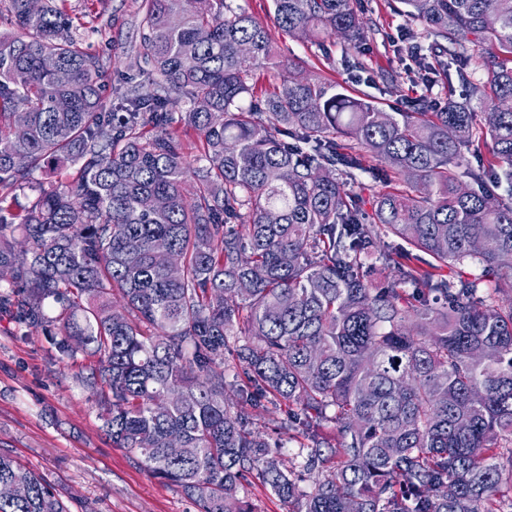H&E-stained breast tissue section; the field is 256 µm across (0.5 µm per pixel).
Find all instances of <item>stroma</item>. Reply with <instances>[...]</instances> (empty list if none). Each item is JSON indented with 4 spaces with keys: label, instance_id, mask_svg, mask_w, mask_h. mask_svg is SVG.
Returning <instances> with one entry per match:
<instances>
[{
    "label": "stroma",
    "instance_id": "stroma-1",
    "mask_svg": "<svg viewBox=\"0 0 512 512\" xmlns=\"http://www.w3.org/2000/svg\"><path fill=\"white\" fill-rule=\"evenodd\" d=\"M271 26L276 52L304 61L308 71L341 84L387 112L404 111L422 74L407 48H427L422 28L407 25L396 0H362L374 30L360 53L335 44L322 56L306 40L273 28L271 0H238ZM141 0H65L74 31L92 52L112 57V76L137 70ZM63 367L43 329L18 326L0 313V454L11 457L60 495L69 512H198L175 485L145 471L126 449L113 447L97 405L79 377Z\"/></svg>",
    "mask_w": 512,
    "mask_h": 512
}]
</instances>
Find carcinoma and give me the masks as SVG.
I'll return each instance as SVG.
<instances>
[{
    "instance_id": "carcinoma-1",
    "label": "carcinoma",
    "mask_w": 512,
    "mask_h": 512,
    "mask_svg": "<svg viewBox=\"0 0 512 512\" xmlns=\"http://www.w3.org/2000/svg\"><path fill=\"white\" fill-rule=\"evenodd\" d=\"M357 2L272 0L273 19L357 53ZM400 4L431 38L418 68L459 62L467 101L385 112L275 55L233 0H142L114 112L111 56L58 0H0V310L84 356L113 445L199 512H253V472L292 512H512V301L489 288L512 275V195L488 186L512 182V0ZM261 69L280 84L255 98ZM370 159L368 212L351 183ZM51 163L77 169L36 180ZM246 405L285 412L310 490ZM2 483L21 494L0 512H68L0 455Z\"/></svg>"
}]
</instances>
